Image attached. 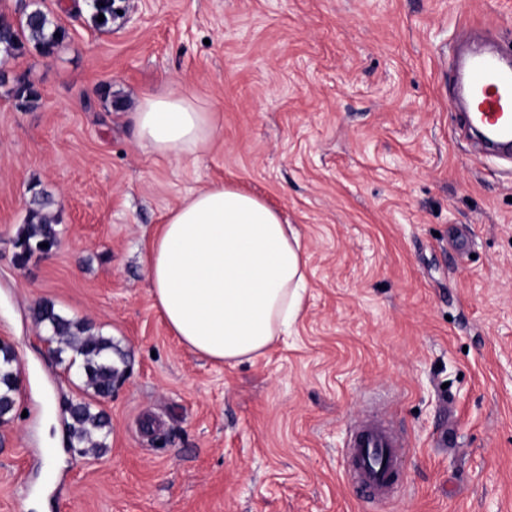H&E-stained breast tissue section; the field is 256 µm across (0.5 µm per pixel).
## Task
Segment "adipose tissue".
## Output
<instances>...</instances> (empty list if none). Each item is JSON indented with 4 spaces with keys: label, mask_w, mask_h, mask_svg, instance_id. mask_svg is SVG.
<instances>
[{
    "label": "adipose tissue",
    "mask_w": 512,
    "mask_h": 512,
    "mask_svg": "<svg viewBox=\"0 0 512 512\" xmlns=\"http://www.w3.org/2000/svg\"><path fill=\"white\" fill-rule=\"evenodd\" d=\"M141 142L165 157L210 140L211 113L184 95H146L135 107ZM154 305L173 336L219 364L256 360L297 319L307 287L298 238L276 209L229 184L175 203L149 244Z\"/></svg>",
    "instance_id": "1"
}]
</instances>
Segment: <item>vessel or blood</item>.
Segmentation results:
<instances>
[{
  "label": "vessel or blood",
  "instance_id": "vessel-or-blood-1",
  "mask_svg": "<svg viewBox=\"0 0 512 512\" xmlns=\"http://www.w3.org/2000/svg\"><path fill=\"white\" fill-rule=\"evenodd\" d=\"M452 71L462 75L467 105L465 123H478L488 131L493 147L512 152V52L502 47L455 54ZM405 442L382 415L369 411L350 429L345 461L357 491L384 500L392 496L399 479Z\"/></svg>",
  "mask_w": 512,
  "mask_h": 512
}]
</instances>
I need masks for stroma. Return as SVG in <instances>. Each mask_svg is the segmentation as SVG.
I'll list each match as a JSON object with an SVG mask.
<instances>
[{
    "label": "stroma",
    "instance_id": "stroma-1",
    "mask_svg": "<svg viewBox=\"0 0 512 512\" xmlns=\"http://www.w3.org/2000/svg\"><path fill=\"white\" fill-rule=\"evenodd\" d=\"M125 5L100 27L44 0L61 47L0 61L40 94L21 110L0 87V341L21 365L0 512H512V162L464 136L446 58L465 22L512 46V0ZM173 91L215 123L178 159L132 113ZM224 182L298 231L308 288L266 355L217 365L169 333L143 258L170 207ZM35 188L58 246L21 264ZM43 301L111 338L110 398L50 353ZM82 400L110 417L96 456L68 447ZM373 408L407 438L382 503L358 500L342 454Z\"/></svg>",
    "mask_w": 512,
    "mask_h": 512
}]
</instances>
